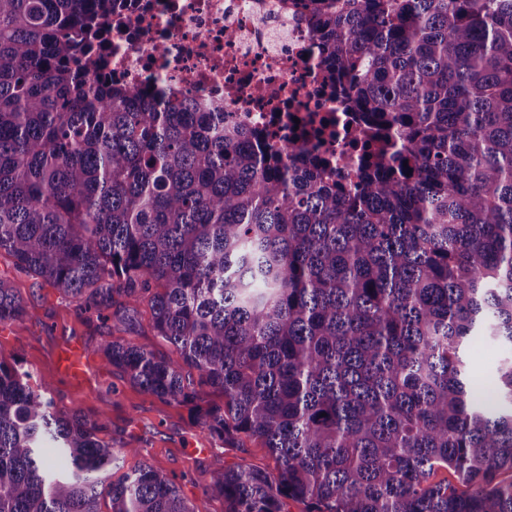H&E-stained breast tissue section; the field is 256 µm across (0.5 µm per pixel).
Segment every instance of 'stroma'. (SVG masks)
I'll return each mask as SVG.
<instances>
[{"mask_svg":"<svg viewBox=\"0 0 512 512\" xmlns=\"http://www.w3.org/2000/svg\"><path fill=\"white\" fill-rule=\"evenodd\" d=\"M0 277L10 280L27 303L24 321L0 334V361L20 363L32 387L48 382L52 398L62 409L81 408L89 418L106 412V441L114 447L142 449L147 461L166 472L197 512H224V502L206 493L218 472L238 464L274 469L275 461L260 441L223 448L195 423L189 407L170 404L132 387L125 377L105 367L95 348L102 337H121L99 321L82 323L75 304L48 284L19 271L12 258L0 254ZM82 354L79 374L69 373L70 348Z\"/></svg>","mask_w":512,"mask_h":512,"instance_id":"obj_1","label":"stroma"}]
</instances>
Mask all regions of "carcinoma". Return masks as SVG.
Listing matches in <instances>:
<instances>
[{"label":"carcinoma","mask_w":512,"mask_h":512,"mask_svg":"<svg viewBox=\"0 0 512 512\" xmlns=\"http://www.w3.org/2000/svg\"><path fill=\"white\" fill-rule=\"evenodd\" d=\"M113 2L0 0V252L85 314L149 307L171 355L108 336L104 365L277 463L224 468L226 512H512V355L494 405L465 358L512 351V0H312L364 126L353 182L101 79ZM25 315L0 278V325ZM28 379L0 362V512H195L146 461L112 481L142 449Z\"/></svg>","instance_id":"obj_1"}]
</instances>
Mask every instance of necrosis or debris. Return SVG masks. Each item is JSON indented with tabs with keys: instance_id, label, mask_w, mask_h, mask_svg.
I'll return each mask as SVG.
<instances>
[{
	"instance_id": "necrosis-or-debris-1",
	"label": "necrosis or debris",
	"mask_w": 512,
	"mask_h": 512,
	"mask_svg": "<svg viewBox=\"0 0 512 512\" xmlns=\"http://www.w3.org/2000/svg\"><path fill=\"white\" fill-rule=\"evenodd\" d=\"M306 0H115L106 20V70L148 90L220 103L271 143L327 158L355 180L353 113L326 78Z\"/></svg>"
}]
</instances>
